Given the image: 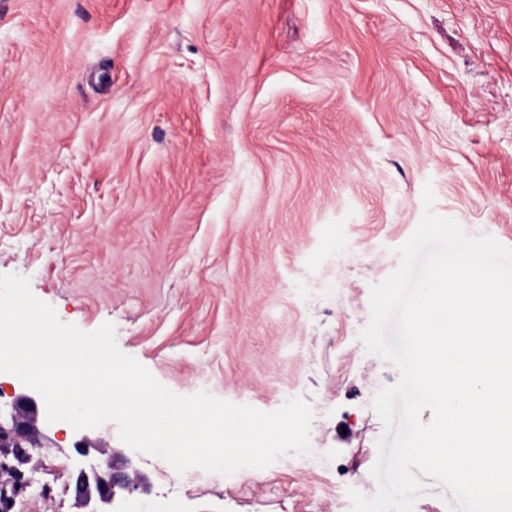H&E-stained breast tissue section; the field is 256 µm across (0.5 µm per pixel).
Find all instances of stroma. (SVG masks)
<instances>
[{
	"label": "stroma",
	"instance_id": "35a3bbf8",
	"mask_svg": "<svg viewBox=\"0 0 512 512\" xmlns=\"http://www.w3.org/2000/svg\"><path fill=\"white\" fill-rule=\"evenodd\" d=\"M512 244V0H0V274L112 323L173 393L270 412L310 454L178 481L108 422L42 423L39 512L121 450L113 512H351L399 379L360 338L424 212Z\"/></svg>",
	"mask_w": 512,
	"mask_h": 512
}]
</instances>
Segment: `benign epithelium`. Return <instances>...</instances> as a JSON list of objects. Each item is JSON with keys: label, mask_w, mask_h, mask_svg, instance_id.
<instances>
[{"label": "benign epithelium", "mask_w": 512, "mask_h": 512, "mask_svg": "<svg viewBox=\"0 0 512 512\" xmlns=\"http://www.w3.org/2000/svg\"><path fill=\"white\" fill-rule=\"evenodd\" d=\"M38 415L36 400L21 393L13 397L10 422L0 423V470L12 475L16 493L28 485L26 471L38 468L32 454L33 448L40 445ZM77 448L84 454L94 450L102 455L98 468L78 475L74 484V495L78 501L85 504L96 501L105 505L114 501L119 489L147 491V477L126 466L122 454L116 451L109 453L85 438L78 442Z\"/></svg>", "instance_id": "obj_1"}]
</instances>
